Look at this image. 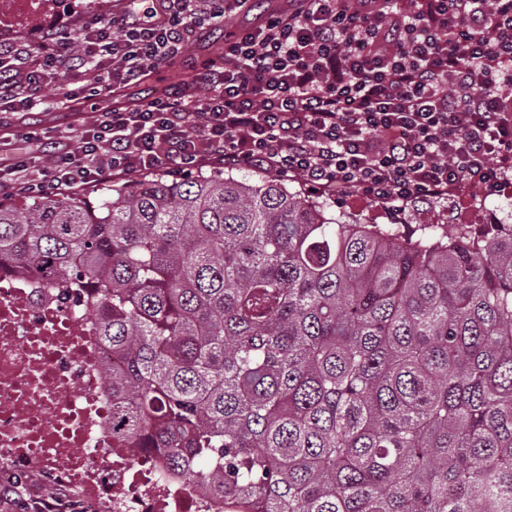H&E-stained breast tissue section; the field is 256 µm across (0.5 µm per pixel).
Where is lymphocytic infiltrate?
I'll return each mask as SVG.
<instances>
[{"mask_svg": "<svg viewBox=\"0 0 512 512\" xmlns=\"http://www.w3.org/2000/svg\"><path fill=\"white\" fill-rule=\"evenodd\" d=\"M0 48V107L100 101L182 60L249 0H142ZM0 194L42 197L213 164L398 211L512 181V0H286L192 79L96 110L56 140L22 125Z\"/></svg>", "mask_w": 512, "mask_h": 512, "instance_id": "1", "label": "lymphocytic infiltrate"}]
</instances>
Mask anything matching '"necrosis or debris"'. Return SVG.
Segmentation results:
<instances>
[{
  "label": "necrosis or debris",
  "mask_w": 512,
  "mask_h": 512,
  "mask_svg": "<svg viewBox=\"0 0 512 512\" xmlns=\"http://www.w3.org/2000/svg\"><path fill=\"white\" fill-rule=\"evenodd\" d=\"M71 8L70 0H0V44ZM111 362L81 301L0 270V480L38 467L42 488L77 489L82 512L106 504L112 512H224L203 486L113 440L103 380Z\"/></svg>",
  "instance_id": "obj_1"
}]
</instances>
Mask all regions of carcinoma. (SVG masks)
I'll list each match as a JSON object with an SVG mask.
<instances>
[{
  "mask_svg": "<svg viewBox=\"0 0 512 512\" xmlns=\"http://www.w3.org/2000/svg\"><path fill=\"white\" fill-rule=\"evenodd\" d=\"M84 299L112 437L253 512H512V224L405 239L275 179L0 200Z\"/></svg>",
  "mask_w": 512,
  "mask_h": 512,
  "instance_id": "cac0c4a2",
  "label": "carcinoma"
}]
</instances>
